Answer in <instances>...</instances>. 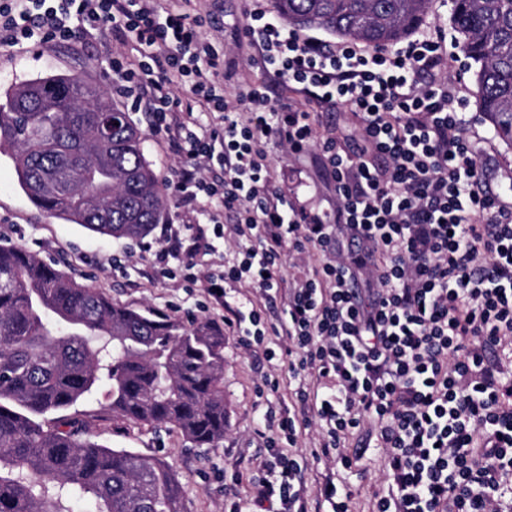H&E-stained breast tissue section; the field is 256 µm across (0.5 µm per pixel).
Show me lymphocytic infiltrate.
Listing matches in <instances>:
<instances>
[{"label":"lymphocytic infiltrate","instance_id":"obj_1","mask_svg":"<svg viewBox=\"0 0 512 512\" xmlns=\"http://www.w3.org/2000/svg\"><path fill=\"white\" fill-rule=\"evenodd\" d=\"M111 25L139 57L111 60L112 89L147 102L152 129L181 158L175 190L199 218L192 234L161 227L156 258L194 269L236 210L247 247L208 273L209 297L228 282L269 292L282 258L322 254L286 294L277 325L233 310L224 324L245 349L282 338L296 383L292 413L270 425L251 460L258 512H307L309 458L295 448L317 425L311 458L357 467L352 437L374 438L385 487L374 512H512V205L492 188L469 141L458 85L431 32L364 50L301 36L272 0H248L236 26L252 61L302 101L266 85L228 97L221 60L199 16L161 0H0V48L71 40ZM353 118L319 138L316 112ZM301 157L319 146L332 208L297 207L276 186L269 144ZM220 178L204 173L211 161Z\"/></svg>","mask_w":512,"mask_h":512}]
</instances>
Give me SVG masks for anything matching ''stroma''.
Listing matches in <instances>:
<instances>
[{"instance_id":"stroma-1","label":"stroma","mask_w":512,"mask_h":512,"mask_svg":"<svg viewBox=\"0 0 512 512\" xmlns=\"http://www.w3.org/2000/svg\"><path fill=\"white\" fill-rule=\"evenodd\" d=\"M194 9L214 12L218 26L204 28L208 38L220 41L225 54L233 57L236 76L228 92L257 83L261 75L251 67L229 32L230 25L241 20L246 0H193ZM131 47L113 39L110 30L101 29L72 42L43 45L28 43L0 51V92L38 77L69 74L88 78L111 87L108 60L113 54H131ZM443 55L449 77L460 78L465 110L472 120L473 147L492 180L494 189L512 188V153L494 137L475 107V86L468 61L461 52L455 34L449 33ZM132 119L145 132V156L166 187H173L180 166L161 136L150 132L144 113L132 112ZM271 166L279 188L302 206L320 203L311 180L310 161L294 163L279 148L270 150ZM0 238L8 240L44 260L58 261L61 270L79 284L98 288L114 302L152 313L190 322L224 320L225 305H245L257 299L268 322L281 314L283 297L261 301L250 283L226 286V304L210 298L203 288L187 282L181 271H161L152 260L151 246L157 245V233L144 240L113 239L87 231L82 226L51 216L38 208L21 189L14 164L8 154L0 153ZM224 401L228 416L224 441L216 448H192L178 430L155 432L150 426L120 419L91 421L95 439L114 448H127L143 455L162 458L177 475L189 500L191 512H253L249 482V461L261 451L260 437L266 411L283 414L293 405V388L288 367L280 359L257 360L241 347L232 331L224 333ZM365 471L354 483L353 512H372L376 493L383 486V470L377 456L366 453L361 461Z\"/></svg>"}]
</instances>
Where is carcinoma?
Masks as SVG:
<instances>
[{
    "label": "carcinoma",
    "instance_id": "cac0c4a2",
    "mask_svg": "<svg viewBox=\"0 0 512 512\" xmlns=\"http://www.w3.org/2000/svg\"><path fill=\"white\" fill-rule=\"evenodd\" d=\"M430 0H274L299 28L373 47L419 32ZM450 24L471 60L476 104L512 150V0H453ZM144 134L97 84L37 78L0 98V146L18 182L49 214L113 238L141 239L167 198ZM0 512H190L159 458L87 437L65 411L107 387L94 414L174 427L198 448L224 440V329L158 319L16 245H0Z\"/></svg>",
    "mask_w": 512,
    "mask_h": 512
}]
</instances>
